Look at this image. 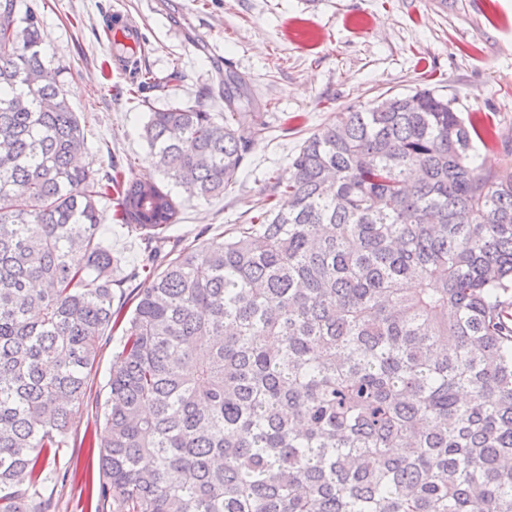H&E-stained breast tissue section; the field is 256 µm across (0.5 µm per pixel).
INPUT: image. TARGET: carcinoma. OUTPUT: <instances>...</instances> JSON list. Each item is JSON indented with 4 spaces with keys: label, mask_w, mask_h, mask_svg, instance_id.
Instances as JSON below:
<instances>
[{
    "label": "carcinoma",
    "mask_w": 512,
    "mask_h": 512,
    "mask_svg": "<svg viewBox=\"0 0 512 512\" xmlns=\"http://www.w3.org/2000/svg\"><path fill=\"white\" fill-rule=\"evenodd\" d=\"M28 0H0V512H55L103 342L96 512H512V166L429 88L338 112L289 157L248 224L152 243L171 192L78 164L87 136ZM150 112L158 171L224 194L252 141L245 80ZM144 241L130 313L99 200ZM319 354L312 355L313 349ZM172 471L180 480L169 479Z\"/></svg>",
    "instance_id": "cac0c4a2"
}]
</instances>
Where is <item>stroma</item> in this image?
<instances>
[{"instance_id":"obj_1","label":"stroma","mask_w":512,"mask_h":512,"mask_svg":"<svg viewBox=\"0 0 512 512\" xmlns=\"http://www.w3.org/2000/svg\"><path fill=\"white\" fill-rule=\"evenodd\" d=\"M44 50L88 138L85 157L97 175L113 166L155 173L141 136L150 109L203 103L225 70L247 83L270 131L255 139L238 178L210 201L181 200L175 232L203 245L246 220L269 192L268 178L288 168L302 141L333 113L370 106L380 95L422 85L453 99L463 116L490 128L479 161L512 164V0H32ZM141 27L145 50L133 73L114 66L106 33L113 13ZM183 81L142 95L130 88L141 71L164 77L171 65ZM118 259L112 278L124 289L142 246L114 221L108 239ZM114 347L104 348L89 383L94 401L107 395ZM93 403L83 406L77 430L103 432ZM87 451L67 448L56 461L66 482H50L56 512H95L85 486Z\"/></svg>"}]
</instances>
